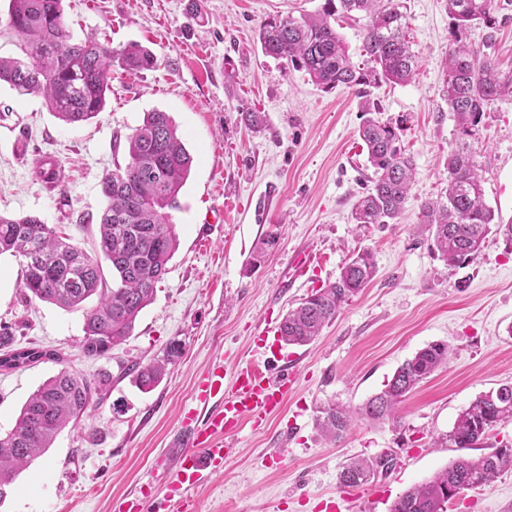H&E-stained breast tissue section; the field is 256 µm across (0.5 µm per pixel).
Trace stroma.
Masks as SVG:
<instances>
[{"mask_svg":"<svg viewBox=\"0 0 512 512\" xmlns=\"http://www.w3.org/2000/svg\"><path fill=\"white\" fill-rule=\"evenodd\" d=\"M403 3L415 72L372 97L379 119L401 127L415 177L395 223L360 229L352 211L373 170L358 137L365 115L357 96L322 90L264 54L257 39L264 20L316 13L323 0H63L75 39H107L116 49L136 42L157 64L136 74L113 66L105 110L76 126L42 98L1 84L0 213L37 215L95 257L101 181L125 165L126 138L146 112L172 117L194 162L174 214L179 248L131 336L108 355L85 356L82 312L26 298L18 258L0 256V325L11 326L16 346L59 355L0 370V432L60 370L112 375L92 411L19 473L0 512H115L145 486L153 493L143 503L152 506L165 484L155 461L211 364L223 359L229 379L276 351L301 358L293 392L263 425L243 424L223 472L191 492V512H319L332 497L341 512H389L404 490L458 457L445 440L458 414L512 383V249L492 237L475 262L451 267L429 247L420 206L444 188L456 142L443 96L450 19L446 0ZM493 15L494 31L473 27L467 41L512 70V0H494ZM251 110L264 115L260 130L242 119ZM22 142L24 162L12 153ZM467 142L482 164L487 206L511 223L512 98L488 105ZM34 154L61 165L55 186L35 176ZM218 212L223 221L211 223ZM271 233L276 245L253 262L256 242ZM309 248L320 264L290 281L293 258ZM361 249L372 251L375 277L313 342H262L266 318L282 320ZM174 341L183 354L150 391L122 374L121 363L159 359ZM433 342L447 343L448 363L406 396L397 422L362 420L340 441L324 438V407L358 408ZM383 455L389 471L350 489L340 484L342 464ZM448 512H512V469L462 492Z\"/></svg>","mask_w":512,"mask_h":512,"instance_id":"stroma-1","label":"stroma"}]
</instances>
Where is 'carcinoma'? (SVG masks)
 <instances>
[{
  "label": "carcinoma",
  "mask_w": 512,
  "mask_h": 512,
  "mask_svg": "<svg viewBox=\"0 0 512 512\" xmlns=\"http://www.w3.org/2000/svg\"><path fill=\"white\" fill-rule=\"evenodd\" d=\"M452 43L443 88L457 136L469 137L480 124L488 104L512 96V71L465 42L477 23L495 25L492 0H448ZM365 20L363 48L368 62L355 64L339 33L336 19ZM7 25L21 40L19 58L0 57V83L21 95H41L59 120L80 125L104 111L112 81V63L136 73L155 66L154 55L137 43L119 50L96 37L74 39L64 17L62 0H9ZM407 17L399 0H324L317 14L300 19H272L259 28L263 52L304 71L325 91L352 89L367 114L360 128L367 161L373 169L371 188L353 211L357 224H391L408 199L413 162L406 152L401 128L373 116L379 111L369 98L381 83L410 81L414 56L406 38ZM128 161L102 181L106 206L100 216L99 248L110 262L117 282L104 287L100 262L60 235L56 227L32 214H0V256L21 259V288L26 296L62 309L83 311L82 351L101 357L131 335L140 313L151 303L156 285L166 274L179 241L172 211L181 209L179 193L192 168L177 125L166 112L144 113L127 136ZM447 186L440 200L422 205L432 249L456 267L481 254L495 232L512 247V224L495 221L483 200L479 166L465 144L448 153ZM374 255L362 250L341 268L335 281L307 296L289 311L280 326L282 341L307 345L336 319L342 307L375 277ZM93 306H87L92 298ZM14 336L0 326V369L12 370L57 354L35 348L13 347ZM180 356L173 344L166 355L148 364L123 367L148 390L165 376ZM448 362V345L431 343L406 360L385 388L359 408L358 416L372 421L396 420L405 397ZM111 383L107 372L87 378L61 370L49 378L23 405L16 425L0 433V502L21 469L50 448L60 431L94 407V398ZM512 420V384L483 394L463 409L448 433V444L472 449L498 424ZM352 422L350 412L330 405L319 417L322 429L334 440L343 437ZM388 457L354 460L342 467L340 484L368 483L378 470H388ZM512 468V448L504 445L478 459L459 456L444 470L405 490L390 512H447L449 492L478 488Z\"/></svg>",
  "instance_id": "carcinoma-1"
}]
</instances>
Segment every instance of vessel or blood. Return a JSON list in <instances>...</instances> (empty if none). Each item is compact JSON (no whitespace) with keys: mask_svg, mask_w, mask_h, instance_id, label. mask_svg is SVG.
I'll list each match as a JSON object with an SVG mask.
<instances>
[{"mask_svg":"<svg viewBox=\"0 0 512 512\" xmlns=\"http://www.w3.org/2000/svg\"><path fill=\"white\" fill-rule=\"evenodd\" d=\"M294 376L287 367L268 361L265 368H241L232 384L224 382V364L215 362L192 394L182 419L185 449L174 458H161L166 474V512H188L191 490L210 483L229 455L227 438L244 421L262 422L279 412L292 390Z\"/></svg>","mask_w":512,"mask_h":512,"instance_id":"1","label":"vessel or blood"}]
</instances>
